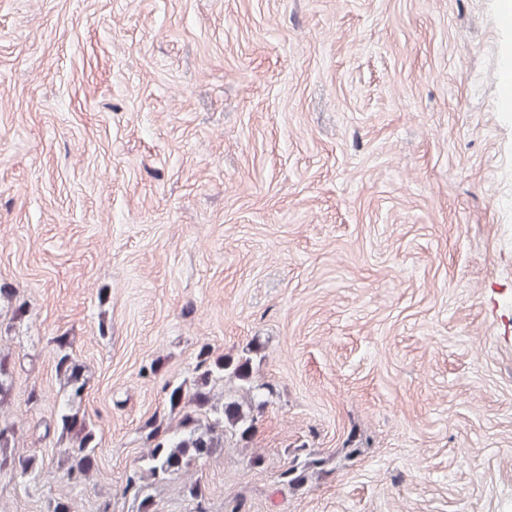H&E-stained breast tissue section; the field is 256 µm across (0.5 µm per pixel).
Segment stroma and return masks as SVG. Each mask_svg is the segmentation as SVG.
<instances>
[{
  "label": "stroma",
  "instance_id": "obj_1",
  "mask_svg": "<svg viewBox=\"0 0 512 512\" xmlns=\"http://www.w3.org/2000/svg\"><path fill=\"white\" fill-rule=\"evenodd\" d=\"M498 4L0 0V420L56 455L62 336L98 431L83 488L0 472V512H137L205 344L275 391L198 471L210 512H512ZM298 448L325 471L287 487Z\"/></svg>",
  "mask_w": 512,
  "mask_h": 512
}]
</instances>
